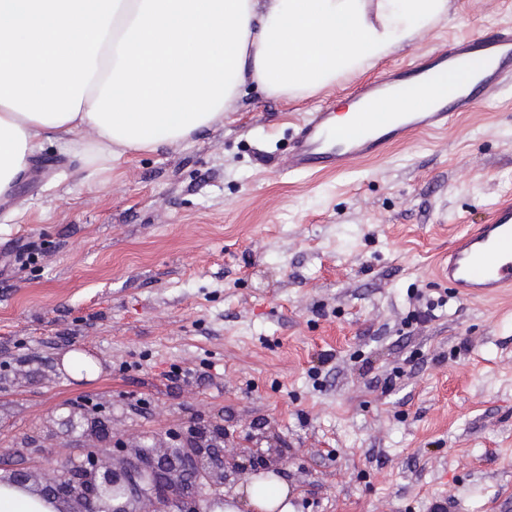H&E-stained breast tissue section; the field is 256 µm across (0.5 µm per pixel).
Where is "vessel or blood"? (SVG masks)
<instances>
[{"instance_id":"obj_1","label":"vessel or blood","mask_w":512,"mask_h":512,"mask_svg":"<svg viewBox=\"0 0 512 512\" xmlns=\"http://www.w3.org/2000/svg\"><path fill=\"white\" fill-rule=\"evenodd\" d=\"M475 59L476 69L462 73L452 95L434 100L412 112H392L385 120L373 113H354L358 135L337 132L334 110L324 108L300 124L294 146L288 152V171L340 173L363 158L382 155L389 145L419 132L446 129L476 101L512 85V28L490 36L457 39L448 49L406 66L391 68L379 78L357 87L354 101L368 104L378 98H399L408 81L427 82L439 70H456L460 62ZM448 286L461 296L494 298L512 288V203L496 205L490 222L472 225L448 250Z\"/></svg>"}]
</instances>
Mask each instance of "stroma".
I'll return each instance as SVG.
<instances>
[{"instance_id": "35a3bbf8", "label": "stroma", "mask_w": 512, "mask_h": 512, "mask_svg": "<svg viewBox=\"0 0 512 512\" xmlns=\"http://www.w3.org/2000/svg\"><path fill=\"white\" fill-rule=\"evenodd\" d=\"M509 26L512 0H448L372 68L244 88L223 125L107 172L44 144L0 195V474L27 436L78 457L51 419L75 403L116 445L220 426L252 451L225 491L275 459L295 512H512V296L447 285L453 238L512 199V87L342 174L286 171L306 114ZM422 297L444 305L418 321Z\"/></svg>"}]
</instances>
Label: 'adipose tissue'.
I'll return each instance as SVG.
<instances>
[{"label": "adipose tissue", "mask_w": 512, "mask_h": 512, "mask_svg": "<svg viewBox=\"0 0 512 512\" xmlns=\"http://www.w3.org/2000/svg\"><path fill=\"white\" fill-rule=\"evenodd\" d=\"M448 0H0V191L44 143L105 165L223 124L251 85L302 98L420 41ZM446 73L404 101L455 89ZM214 512H294L275 472Z\"/></svg>", "instance_id": "adipose-tissue-1"}]
</instances>
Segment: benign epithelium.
<instances>
[{
    "instance_id": "1",
    "label": "benign epithelium",
    "mask_w": 512,
    "mask_h": 512,
    "mask_svg": "<svg viewBox=\"0 0 512 512\" xmlns=\"http://www.w3.org/2000/svg\"><path fill=\"white\" fill-rule=\"evenodd\" d=\"M52 418L67 440L94 435L98 442L83 449L81 460L61 463L50 481H38L39 461L30 454L25 466L0 476V483L32 490L61 505L60 512H141L144 498L152 502L151 512H208L212 503H224L222 497L212 500V492L224 487L226 469L215 436L191 432L166 447L141 443L126 448L114 463L105 460L112 455V445L103 444L110 436L107 415L72 405L57 409Z\"/></svg>"
}]
</instances>
